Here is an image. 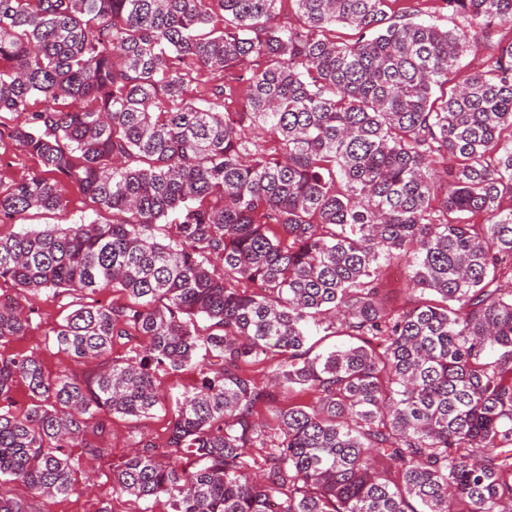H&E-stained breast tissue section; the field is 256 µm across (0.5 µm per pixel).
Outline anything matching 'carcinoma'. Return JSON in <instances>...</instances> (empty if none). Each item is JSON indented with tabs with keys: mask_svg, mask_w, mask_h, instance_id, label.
I'll list each match as a JSON object with an SVG mask.
<instances>
[{
	"mask_svg": "<svg viewBox=\"0 0 512 512\" xmlns=\"http://www.w3.org/2000/svg\"><path fill=\"white\" fill-rule=\"evenodd\" d=\"M282 2L0 0V144L38 161L0 182V224L71 187L112 213L0 236V281L72 297L53 344L98 363L0 353V482L67 495L64 449L104 459L108 417L170 400L165 443L112 469L170 512H512V41L457 66L512 0H441L451 29L391 0H291L288 29ZM406 257L417 297L389 310L380 269ZM313 327L349 344L315 354ZM28 328L0 304V344ZM132 334L146 350L112 356ZM188 367L194 390L164 393ZM293 392L313 401L276 406Z\"/></svg>",
	"mask_w": 512,
	"mask_h": 512,
	"instance_id": "cac0c4a2",
	"label": "carcinoma"
}]
</instances>
